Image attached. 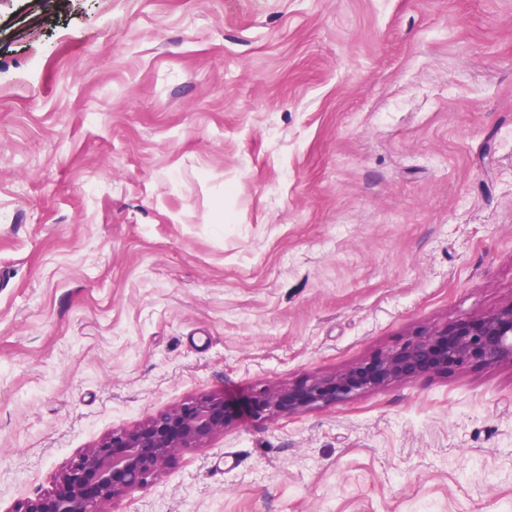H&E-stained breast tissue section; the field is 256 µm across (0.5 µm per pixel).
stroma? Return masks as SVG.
Instances as JSON below:
<instances>
[{
    "instance_id": "35a3bbf8",
    "label": "stroma",
    "mask_w": 512,
    "mask_h": 512,
    "mask_svg": "<svg viewBox=\"0 0 512 512\" xmlns=\"http://www.w3.org/2000/svg\"><path fill=\"white\" fill-rule=\"evenodd\" d=\"M512 304V0H0V512L192 400L116 512H512V366L264 421Z\"/></svg>"
}]
</instances>
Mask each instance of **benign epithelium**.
Listing matches in <instances>:
<instances>
[{"instance_id": "7a95c632", "label": "benign epithelium", "mask_w": 512, "mask_h": 512, "mask_svg": "<svg viewBox=\"0 0 512 512\" xmlns=\"http://www.w3.org/2000/svg\"><path fill=\"white\" fill-rule=\"evenodd\" d=\"M503 364L512 366V304L449 328L415 333L365 366L296 385L265 386L251 396L250 408L256 418H274L347 398L368 386ZM233 421L226 402L217 398L173 408L89 449L62 472L54 491L18 512H104L106 504L146 486L182 449L224 432Z\"/></svg>"}]
</instances>
